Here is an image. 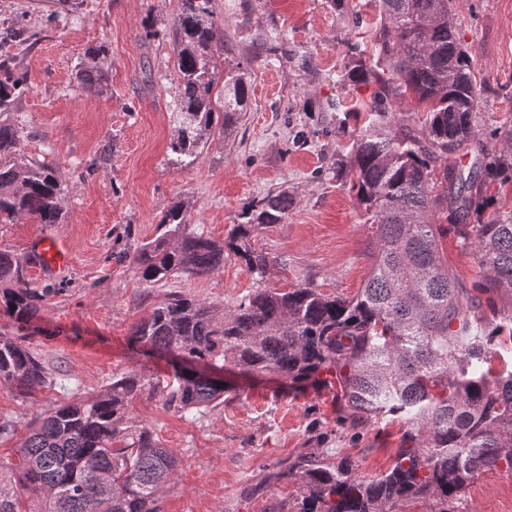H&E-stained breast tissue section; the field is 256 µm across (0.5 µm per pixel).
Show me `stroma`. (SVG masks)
<instances>
[{
    "instance_id": "35a3bbf8",
    "label": "stroma",
    "mask_w": 512,
    "mask_h": 512,
    "mask_svg": "<svg viewBox=\"0 0 512 512\" xmlns=\"http://www.w3.org/2000/svg\"><path fill=\"white\" fill-rule=\"evenodd\" d=\"M178 0H0V31L21 28L22 43H0L16 55L26 89L10 112L23 139L21 157L55 167L62 179L64 217L41 224L26 217L0 224V248L14 251L34 287L53 286L34 324L0 313V334L19 339L48 368L52 381L32 395L0 382V460L12 458L38 414L77 396L105 390L113 375L134 371L166 377L168 358L131 344L129 330L170 293L219 307L237 305L256 288L234 254L220 270L147 287L133 257L163 234L164 212L181 208L196 231L217 241L242 221L252 201L288 192L293 206L280 224L261 225L251 244L273 265L269 288L310 282L323 293L355 294L368 278L374 231L356 196L336 175L367 125L377 83L340 82L358 45L373 50L377 33L356 29L353 15L373 19L366 0H212L217 21L212 67L216 85L226 71L245 75L250 98L226 136L206 138L188 167L170 149L178 130L173 19ZM457 33L468 48L479 89L478 137L512 125V0H451ZM103 92L90 93L77 72L90 50ZM441 242L449 268L465 285L483 279L471 247L452 234ZM61 237L72 265L44 277L31 260L33 242ZM224 402L188 420L151 393L136 397L133 418L150 427L180 461L162 496L163 512H272L295 499V479L273 477L298 452L348 457L371 479L391 465L405 427L393 421L353 432L336 422L332 387L285 393L277 375L255 377L225 369ZM469 512H512V474L480 475L467 491Z\"/></svg>"
}]
</instances>
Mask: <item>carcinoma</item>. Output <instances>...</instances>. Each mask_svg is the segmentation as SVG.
I'll return each mask as SVG.
<instances>
[{"label": "carcinoma", "mask_w": 512, "mask_h": 512, "mask_svg": "<svg viewBox=\"0 0 512 512\" xmlns=\"http://www.w3.org/2000/svg\"><path fill=\"white\" fill-rule=\"evenodd\" d=\"M174 17L180 121L171 151L197 157L205 136L227 134L245 111L247 81L224 75V101L214 108L210 68L216 19L212 0H179ZM380 16L377 55H358L341 72L353 86L375 81L369 122L354 140L349 165H337L375 225L370 276L348 297L310 283L288 290L258 287L232 307L171 293L130 332L133 342L176 357L160 392L166 403L195 415L224 402V384L190 365L231 366L246 375L273 373L297 390L336 385L337 423L352 430L400 419L408 429L391 467L364 480L349 459L300 452L279 470L299 481L287 512H404L428 500L429 512H459L481 474L512 472V208L485 216L478 200L491 183L512 181V128L494 133L489 148L476 138L479 96L473 60L456 32L450 0H374ZM83 88L102 91L97 65L78 73ZM25 91L17 59L0 55V224L30 216L62 223L61 175L18 160L21 131L5 114ZM407 93L427 104L416 130L399 127L389 102ZM475 149L472 172L436 162ZM285 193L254 200L246 222L218 242L167 210V230L141 245L134 265L148 287L201 277L238 256L263 283L271 260L250 244L255 227L280 224ZM447 210L455 232L471 245L485 271L465 287L440 254ZM52 292L25 278L17 255L0 248V310L19 325L37 318ZM487 298L480 300L477 294ZM498 363L496 370L493 363ZM31 394L48 382L42 361L16 339L0 336V380ZM146 384L123 372L92 400L71 399L47 410L27 429L16 458L0 461V512H162L163 490L178 461L153 431L137 424L132 400Z\"/></svg>", "instance_id": "obj_1"}]
</instances>
